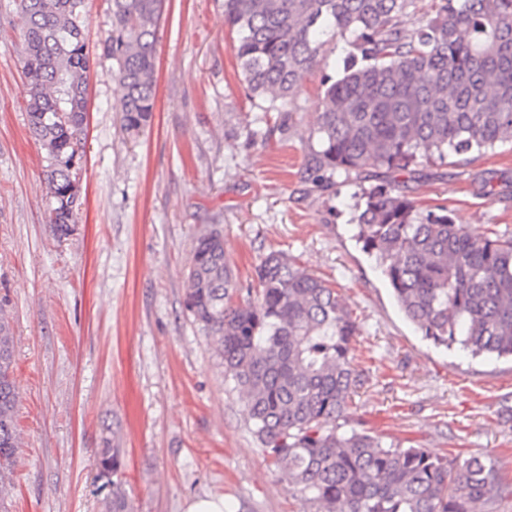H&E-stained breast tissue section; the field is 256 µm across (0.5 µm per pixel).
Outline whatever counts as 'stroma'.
<instances>
[{
	"mask_svg": "<svg viewBox=\"0 0 512 512\" xmlns=\"http://www.w3.org/2000/svg\"><path fill=\"white\" fill-rule=\"evenodd\" d=\"M91 59L82 206L68 236L49 222L47 153L26 112L23 36L0 0V310L13 340L20 452L0 482V512H111L100 449H119L129 512H184L220 497L224 512H306L269 467L211 338L182 304L195 237L224 229L242 287L272 251L328 280L358 325L363 383L342 431L402 448L494 461L512 512V360L434 345L400 312L351 222L358 184L319 191L303 163L324 76L343 75L331 39L284 104L286 130L247 143L263 113L248 99L224 0H164L158 97L136 136L120 126L117 65L103 55L112 0H86ZM421 206L447 205L475 234L512 232V146L467 166L424 165L406 181Z\"/></svg>",
	"mask_w": 512,
	"mask_h": 512,
	"instance_id": "stroma-1",
	"label": "stroma"
}]
</instances>
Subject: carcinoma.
Masks as SVG:
<instances>
[{
  "label": "carcinoma",
  "mask_w": 512,
  "mask_h": 512,
  "mask_svg": "<svg viewBox=\"0 0 512 512\" xmlns=\"http://www.w3.org/2000/svg\"><path fill=\"white\" fill-rule=\"evenodd\" d=\"M416 2L224 0L245 91L268 102L259 117L265 131L248 128L245 136L255 141L283 130L289 117L280 105L317 63L323 37L343 38L344 75L323 78L308 138V180L323 190L381 173L379 184L360 188L356 237L405 319L437 346L512 356V233L474 235L448 208L418 207L397 180L414 178L423 163L461 167L472 153L512 144V0H430L420 15ZM162 3L112 0L103 53L117 65L119 121L129 134L154 112ZM14 5L29 126L47 152L50 223L61 238L80 206L73 164L84 156L91 69L85 0ZM409 15L412 31L404 24ZM253 282L239 287L224 232L215 227L194 243L183 305L216 342L269 465L305 505L316 512H485L501 489L493 462H459L338 431L361 376L352 358L356 325L327 280L271 251ZM12 360L9 324L0 317V472L19 450ZM98 477L112 486V512H127L119 449H101Z\"/></svg>",
  "instance_id": "carcinoma-1"
}]
</instances>
